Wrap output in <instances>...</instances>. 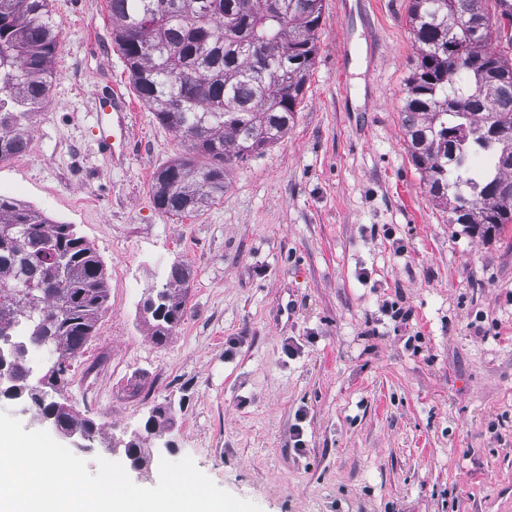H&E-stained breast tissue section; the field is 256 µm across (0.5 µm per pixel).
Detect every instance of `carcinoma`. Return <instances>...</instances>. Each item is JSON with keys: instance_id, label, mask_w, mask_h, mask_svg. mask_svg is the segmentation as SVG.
Segmentation results:
<instances>
[{"instance_id": "obj_1", "label": "carcinoma", "mask_w": 512, "mask_h": 512, "mask_svg": "<svg viewBox=\"0 0 512 512\" xmlns=\"http://www.w3.org/2000/svg\"><path fill=\"white\" fill-rule=\"evenodd\" d=\"M109 0L115 38L139 97L165 127L191 143L192 155L153 176L155 206L169 214L197 212L224 198V170L278 144L294 121L315 55L323 0ZM408 23L418 67L408 80L403 126L408 153L431 200L454 223L483 238L512 223V58L497 39L487 0H412ZM293 49L284 61L264 53L270 42ZM58 33L50 0H0V163L23 153L33 118L53 80ZM472 124L464 143L448 135ZM482 171L466 175L472 151ZM19 224L16 242L0 245V356L11 384L42 416L95 435L91 420L56 413L37 396V381L60 364L68 384L107 307L103 264L71 224L0 196V228ZM191 269L170 266L165 282L148 289L152 337L163 343L186 313L183 286ZM39 314L14 315L29 289ZM48 354L36 371L18 349Z\"/></svg>"}]
</instances>
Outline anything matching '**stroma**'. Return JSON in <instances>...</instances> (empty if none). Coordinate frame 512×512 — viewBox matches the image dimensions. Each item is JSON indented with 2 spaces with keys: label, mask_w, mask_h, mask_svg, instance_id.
<instances>
[{
  "label": "stroma",
  "mask_w": 512,
  "mask_h": 512,
  "mask_svg": "<svg viewBox=\"0 0 512 512\" xmlns=\"http://www.w3.org/2000/svg\"><path fill=\"white\" fill-rule=\"evenodd\" d=\"M409 5L324 0L286 137L176 216L151 184L187 139L137 100L99 155L95 97L136 90L107 0H52L56 75L0 195L73 225L106 271L65 390L99 429L76 451L89 471L135 433L141 487L188 457L261 512H512V224L485 241L449 223L411 161ZM175 262L187 312L159 344L142 305ZM157 405L172 427L147 429Z\"/></svg>",
  "instance_id": "obj_1"
}]
</instances>
